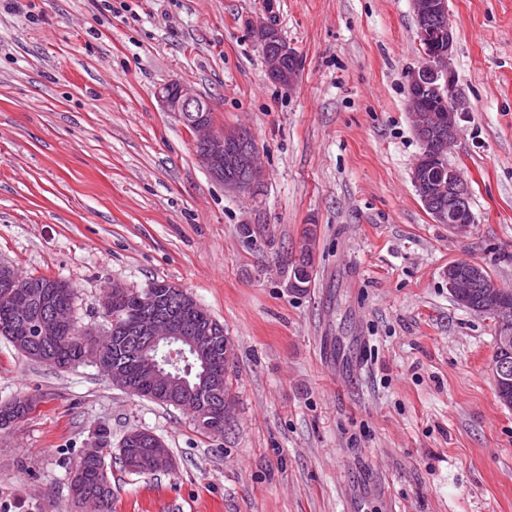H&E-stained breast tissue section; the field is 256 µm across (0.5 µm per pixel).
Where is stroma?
<instances>
[{"label":"stroma","instance_id":"35a3bbf8","mask_svg":"<svg viewBox=\"0 0 512 512\" xmlns=\"http://www.w3.org/2000/svg\"><path fill=\"white\" fill-rule=\"evenodd\" d=\"M0 0V262L68 282L79 327L108 328L104 285L174 282L223 323L235 415L223 436L0 338V512H81L69 473L99 429L112 512H512V408L492 376L497 323L457 305L448 267L512 289V0H448L469 110L448 153L475 223H435L406 74L411 0ZM272 15L302 67L271 82L250 23ZM177 79L216 127L251 132L265 171L231 192L156 90ZM250 233H242V225ZM313 239V277L288 264ZM133 428L173 467L117 461Z\"/></svg>","mask_w":512,"mask_h":512}]
</instances>
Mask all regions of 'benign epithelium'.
<instances>
[{"label":"benign epithelium","instance_id":"obj_1","mask_svg":"<svg viewBox=\"0 0 512 512\" xmlns=\"http://www.w3.org/2000/svg\"><path fill=\"white\" fill-rule=\"evenodd\" d=\"M412 8L424 62L407 75L413 129L422 147L412 167L411 180L434 222L448 225L450 233L463 238L471 232L475 219L469 207L468 186L458 169L448 163V148L458 139L460 121L467 111L465 102L455 91L456 79L450 65L454 36L448 0H412ZM251 31L263 49L268 43L275 42V49L265 52L264 56L268 78L279 85L292 86L299 73L295 50L286 41L276 40L280 33L265 19L251 22ZM286 58L293 61L288 69L283 66ZM426 88L435 93L441 106L448 107V120L442 121L432 112L421 111L423 99L415 92ZM156 96L165 111L178 116L189 128L199 163L212 178L223 183L225 189L245 192L260 183L263 171L258 163V151L244 140V128H216L211 119L210 102L180 81L163 85ZM466 264L464 272L455 267L448 268V291L459 306L493 315L502 322L492 374L496 388L505 390L512 387V293L484 278L482 264L470 260ZM476 282L483 284L482 301L478 305L473 304L468 291ZM124 293L125 287L114 282L100 295L101 308L111 318L112 326V345L104 349L101 344L107 338L99 336L92 328L74 330L69 307L54 302L52 292L45 290L40 297H35L11 266L0 263V294L19 310L26 309L35 300L44 308L38 319L20 317L12 324L10 334L15 336L18 344L27 345L38 335L51 336L62 329L74 330L90 344L87 360L105 371L113 384L122 385L119 358L131 356L142 369L148 384L176 404L192 403L199 421L215 413L225 421L231 420V399L226 398L216 405L196 401L188 381L170 369V365L178 364L186 357V349L209 346L215 334L209 325L198 329L186 327V322L202 311L195 298L174 283L156 282L138 294L139 315L120 323L112 319V303ZM218 361L215 357L201 362L199 384L195 389L221 384L229 364L220 366ZM150 445L157 462L156 470H170L169 449L162 447L158 438Z\"/></svg>","mask_w":512,"mask_h":512}]
</instances>
